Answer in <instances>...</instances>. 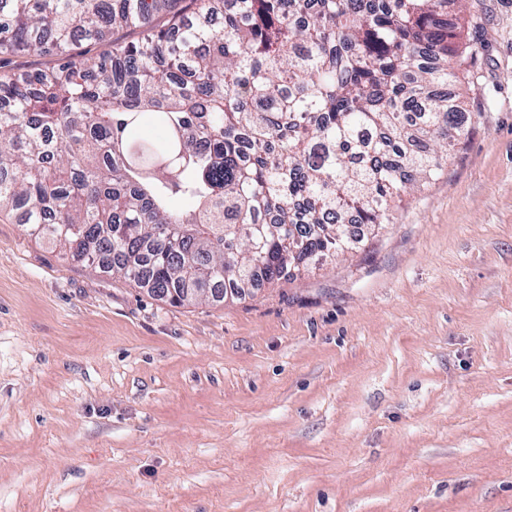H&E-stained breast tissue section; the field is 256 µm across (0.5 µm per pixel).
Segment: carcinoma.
<instances>
[{
	"instance_id": "cac0c4a2",
	"label": "carcinoma",
	"mask_w": 512,
	"mask_h": 512,
	"mask_svg": "<svg viewBox=\"0 0 512 512\" xmlns=\"http://www.w3.org/2000/svg\"><path fill=\"white\" fill-rule=\"evenodd\" d=\"M291 2L0 0V54L57 57L0 77V209L175 305L390 223L467 135L468 0Z\"/></svg>"
}]
</instances>
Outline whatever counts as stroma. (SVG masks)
I'll return each instance as SVG.
<instances>
[{
	"label": "stroma",
	"instance_id": "obj_1",
	"mask_svg": "<svg viewBox=\"0 0 512 512\" xmlns=\"http://www.w3.org/2000/svg\"><path fill=\"white\" fill-rule=\"evenodd\" d=\"M469 132L347 254L173 306L0 213V512H512V0Z\"/></svg>",
	"mask_w": 512,
	"mask_h": 512
}]
</instances>
